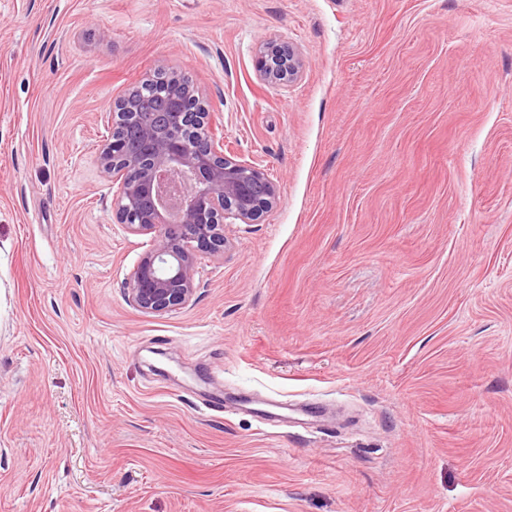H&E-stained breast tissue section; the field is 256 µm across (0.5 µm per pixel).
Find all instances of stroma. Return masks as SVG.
<instances>
[{"instance_id": "stroma-1", "label": "stroma", "mask_w": 512, "mask_h": 512, "mask_svg": "<svg viewBox=\"0 0 512 512\" xmlns=\"http://www.w3.org/2000/svg\"><path fill=\"white\" fill-rule=\"evenodd\" d=\"M175 67L280 200L148 316L96 153ZM0 512H512V0H0ZM274 41L267 42L259 51L258 72L260 79L270 85L295 81L304 67L300 54Z\"/></svg>"}]
</instances>
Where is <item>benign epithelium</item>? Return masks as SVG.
Returning a JSON list of instances; mask_svg holds the SVG:
<instances>
[{
    "mask_svg": "<svg viewBox=\"0 0 512 512\" xmlns=\"http://www.w3.org/2000/svg\"><path fill=\"white\" fill-rule=\"evenodd\" d=\"M304 62L293 47L270 41L259 51L260 79L270 85L292 82ZM166 109L138 126L126 120L140 106L134 95L145 78L110 109L112 135L97 153L112 188L119 223L133 235L151 236L124 282L128 298L143 314L184 308L199 288L202 257H221L230 224H252L278 203L276 181L258 164L224 149L221 116L209 109L197 87L170 72ZM190 111H183L184 101Z\"/></svg>",
    "mask_w": 512,
    "mask_h": 512,
    "instance_id": "benign-epithelium-1",
    "label": "benign epithelium"
}]
</instances>
